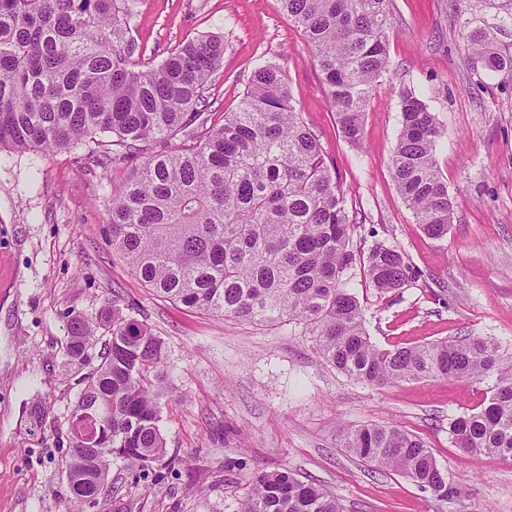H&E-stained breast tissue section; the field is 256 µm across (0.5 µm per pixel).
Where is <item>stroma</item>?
Segmentation results:
<instances>
[{"mask_svg": "<svg viewBox=\"0 0 512 512\" xmlns=\"http://www.w3.org/2000/svg\"><path fill=\"white\" fill-rule=\"evenodd\" d=\"M391 67L375 83L363 141L350 144L321 73L278 0H138L131 34L161 62L201 35L224 43L205 91L208 128L236 111L258 58L279 64L355 221L350 244H382L411 266L398 292L379 294L362 268L350 282L377 345L476 334L512 344V72L474 66L463 34L481 31L512 55V0H390ZM420 94L443 134L436 158L453 222L424 234L392 179L400 97ZM144 156L103 167L88 145L58 153H0V512H242L254 475L289 471L339 498L344 512H512V461L471 455L449 434L476 408L481 386L431 379L371 387L320 357L301 327L193 311L146 286L112 247L108 209ZM119 309L159 336L169 391L167 454L114 459L97 505L77 504L66 478L69 418L101 363L110 331L66 353L69 323ZM394 424L420 436L457 490L439 500L343 446L341 429Z\"/></svg>", "mask_w": 512, "mask_h": 512, "instance_id": "35a3bbf8", "label": "stroma"}]
</instances>
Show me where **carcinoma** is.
I'll return each mask as SVG.
<instances>
[{
	"label": "carcinoma",
	"mask_w": 512,
	"mask_h": 512,
	"mask_svg": "<svg viewBox=\"0 0 512 512\" xmlns=\"http://www.w3.org/2000/svg\"><path fill=\"white\" fill-rule=\"evenodd\" d=\"M137 0H0V151H67L97 134L112 135L116 161L144 144L186 139L155 154L112 197V245L157 293L192 310L254 322H298L320 354L373 387L446 377L484 384L477 411L450 423L452 440L471 454L512 459V353L490 337L463 336L380 348L367 334L359 300L347 289L363 264L381 293L404 287L410 267L379 244L366 259L350 247L353 218L320 144L293 104L282 67L258 59L238 111L206 129L204 89L224 55L215 38L186 40L159 64L137 52L130 22ZM300 29L322 76L341 132L363 138L371 90L390 68V0H279ZM473 62L512 71V56L484 34L463 36ZM442 132L413 91L401 94V128L390 167L397 190L426 235L451 224L448 183L435 151ZM98 370L71 412L66 480L73 498L96 504L113 448L123 457L159 460L164 386L163 341L143 323L112 310ZM96 323L71 321L66 347L81 356ZM110 409L95 445L87 414ZM344 447L379 468L455 495L432 452L394 425L344 432ZM242 512H343L323 487L287 472L252 480Z\"/></svg>",
	"instance_id": "obj_1"
}]
</instances>
